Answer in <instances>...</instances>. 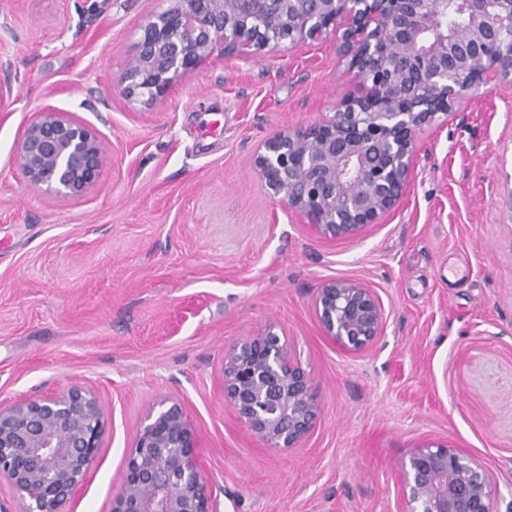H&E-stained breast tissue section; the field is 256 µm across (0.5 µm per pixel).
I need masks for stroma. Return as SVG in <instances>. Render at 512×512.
Masks as SVG:
<instances>
[{"instance_id":"stroma-1","label":"stroma","mask_w":512,"mask_h":512,"mask_svg":"<svg viewBox=\"0 0 512 512\" xmlns=\"http://www.w3.org/2000/svg\"><path fill=\"white\" fill-rule=\"evenodd\" d=\"M162 0H0V408L73 386L104 432L70 512H112L152 407L179 402L219 512H402L411 448L447 445L512 506V84H490L425 134L399 205L329 239L273 199L253 157L324 119L356 83L327 38L208 57L147 106L119 79ZM52 106L111 157L57 198L14 165ZM380 298L385 330L348 352L314 299L331 280ZM292 345L321 416L267 447L224 400V355L264 330Z\"/></svg>"}]
</instances>
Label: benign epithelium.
I'll list each match as a JSON object with an SVG mask.
<instances>
[{
  "label": "benign epithelium",
  "instance_id": "7a95c632",
  "mask_svg": "<svg viewBox=\"0 0 512 512\" xmlns=\"http://www.w3.org/2000/svg\"><path fill=\"white\" fill-rule=\"evenodd\" d=\"M143 27L127 93L163 98L218 51L248 54L332 35L357 91L329 117L276 133L254 167L273 198L320 234L347 239L404 196L423 132L441 127L491 82H512V0H166ZM466 18L447 22L448 5ZM109 154L87 126L47 106L24 131L14 165L28 186L55 197L92 189ZM315 310L327 336L360 351L383 334L385 315L364 285L332 280ZM224 400L270 448H298L321 415L317 390L289 345L267 331L224 359ZM104 431L99 402L72 386L0 408V479L31 501L28 512H64L95 463ZM178 402L142 423L112 512H218ZM494 478L444 445L412 449L403 462L404 512H496Z\"/></svg>",
  "mask_w": 512,
  "mask_h": 512
}]
</instances>
